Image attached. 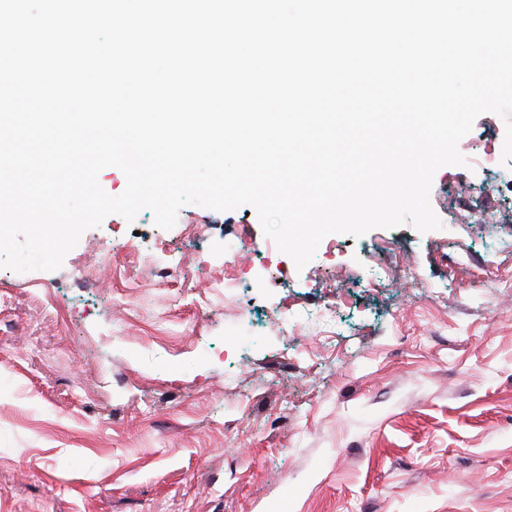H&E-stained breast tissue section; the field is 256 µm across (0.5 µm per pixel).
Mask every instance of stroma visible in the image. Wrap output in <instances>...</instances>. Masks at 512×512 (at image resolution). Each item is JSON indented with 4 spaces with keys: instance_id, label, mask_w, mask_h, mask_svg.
Here are the masks:
<instances>
[{
    "instance_id": "1",
    "label": "stroma",
    "mask_w": 512,
    "mask_h": 512,
    "mask_svg": "<svg viewBox=\"0 0 512 512\" xmlns=\"http://www.w3.org/2000/svg\"><path fill=\"white\" fill-rule=\"evenodd\" d=\"M504 136L486 113L458 149ZM429 201L441 229L330 234L301 269L252 206L196 204L0 268V512H512V161ZM119 237L140 253L102 262ZM235 253L231 250L224 251V277L219 279V288H224V294L231 293L237 288L239 281L243 278L242 271L234 262Z\"/></svg>"
}]
</instances>
